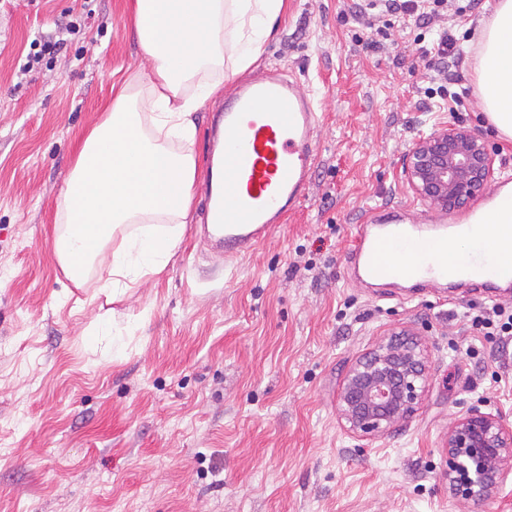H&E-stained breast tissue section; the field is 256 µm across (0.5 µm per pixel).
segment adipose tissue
Segmentation results:
<instances>
[{
    "instance_id": "1",
    "label": "adipose tissue",
    "mask_w": 512,
    "mask_h": 512,
    "mask_svg": "<svg viewBox=\"0 0 512 512\" xmlns=\"http://www.w3.org/2000/svg\"><path fill=\"white\" fill-rule=\"evenodd\" d=\"M282 8L283 0H134V33L152 69L113 83L58 203L54 253L75 285L106 252L99 287L116 300L167 267L194 216L193 114L256 61ZM479 43L480 69L492 74L480 86L485 111L512 139V0H494Z\"/></svg>"
}]
</instances>
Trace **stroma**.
Wrapping results in <instances>:
<instances>
[{"label":"stroma","mask_w":512,"mask_h":512,"mask_svg":"<svg viewBox=\"0 0 512 512\" xmlns=\"http://www.w3.org/2000/svg\"><path fill=\"white\" fill-rule=\"evenodd\" d=\"M366 0H284L248 68H280L318 102L309 199L228 263L186 225L166 270L120 300L57 264V204L83 132L113 82L149 72L131 0H0V512H512V477L486 501L448 493V428L471 405L512 425V341L465 319L491 301L460 289L345 280L365 210L423 211L403 175L419 137L452 124L482 136L495 173L512 140L478 90L479 28L493 0L421 23ZM79 32L27 81L40 36ZM450 30L463 55L449 91L418 47ZM112 324L113 336L100 333ZM428 355L422 401L399 430L352 439L336 399L351 364L394 329Z\"/></svg>","instance_id":"1"}]
</instances>
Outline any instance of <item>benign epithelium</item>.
Listing matches in <instances>:
<instances>
[{
    "mask_svg": "<svg viewBox=\"0 0 512 512\" xmlns=\"http://www.w3.org/2000/svg\"><path fill=\"white\" fill-rule=\"evenodd\" d=\"M486 141L453 125L418 139L403 164L404 177L425 205L451 210L481 192L494 177ZM427 380L420 334L388 333L349 368L337 394L347 433L368 440L393 432L415 412ZM448 492L462 500L493 497L512 475V427L474 406L448 428Z\"/></svg>",
    "mask_w": 512,
    "mask_h": 512,
    "instance_id": "7a95c632",
    "label": "benign epithelium"
}]
</instances>
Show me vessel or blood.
Masks as SVG:
<instances>
[{
    "label": "vessel or blood",
    "mask_w": 512,
    "mask_h": 512,
    "mask_svg": "<svg viewBox=\"0 0 512 512\" xmlns=\"http://www.w3.org/2000/svg\"><path fill=\"white\" fill-rule=\"evenodd\" d=\"M317 122L314 93L277 69L225 100L211 128L224 146L210 160L203 213L225 260L254 251L307 201ZM355 241L346 263L363 281L418 289L461 283L499 295L512 285V175L489 190L482 209L450 217L370 208Z\"/></svg>",
    "instance_id": "obj_1"
}]
</instances>
